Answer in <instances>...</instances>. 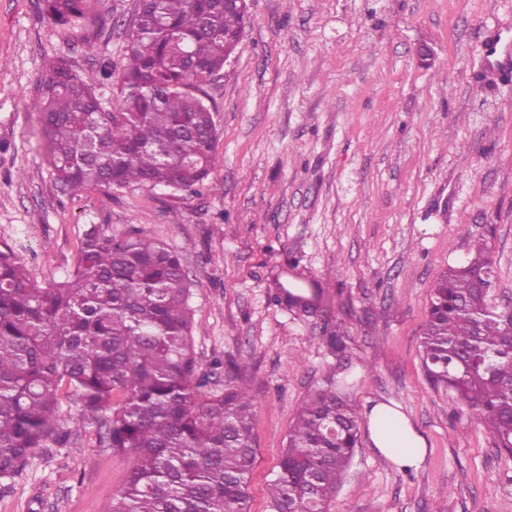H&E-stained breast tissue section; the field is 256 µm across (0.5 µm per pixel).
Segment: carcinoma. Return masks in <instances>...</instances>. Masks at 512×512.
Instances as JSON below:
<instances>
[{
	"instance_id": "obj_1",
	"label": "carcinoma",
	"mask_w": 512,
	"mask_h": 512,
	"mask_svg": "<svg viewBox=\"0 0 512 512\" xmlns=\"http://www.w3.org/2000/svg\"><path fill=\"white\" fill-rule=\"evenodd\" d=\"M47 19L74 30L91 0H43ZM248 11L224 0H146L114 75L82 78L46 63L38 107L59 190L145 184L188 190L209 175L218 137L206 87L243 37ZM113 89L107 108L103 89ZM487 247L434 284L420 357L512 452V307L488 303ZM191 281L164 242L92 224L74 271L38 286L0 248V487L37 448H79L76 426L133 458L105 512H250L256 457L252 397L204 391L193 349ZM360 416L343 393L309 396L268 487L267 512H328L358 443Z\"/></svg>"
}]
</instances>
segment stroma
<instances>
[{"label":"stroma","mask_w":512,"mask_h":512,"mask_svg":"<svg viewBox=\"0 0 512 512\" xmlns=\"http://www.w3.org/2000/svg\"><path fill=\"white\" fill-rule=\"evenodd\" d=\"M136 6L94 0L81 32L49 23L42 0H0V246L43 287L74 270L91 224L181 255L209 391L232 378L253 397L250 512H266L288 431L331 382L360 411L398 404L427 453L399 469L360 429L330 512H512V453L419 354L435 281L475 244L493 260L491 304L512 305V78H482L487 32L512 38V0H249L207 89L219 139L203 184L63 195L38 110L44 63L120 64ZM281 286L313 313L275 302ZM81 435L79 451L36 449L0 512H103L132 460Z\"/></svg>","instance_id":"stroma-1"}]
</instances>
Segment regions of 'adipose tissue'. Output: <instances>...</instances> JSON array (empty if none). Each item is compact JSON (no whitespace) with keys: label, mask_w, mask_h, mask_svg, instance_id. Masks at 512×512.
Here are the masks:
<instances>
[{"label":"adipose tissue","mask_w":512,"mask_h":512,"mask_svg":"<svg viewBox=\"0 0 512 512\" xmlns=\"http://www.w3.org/2000/svg\"><path fill=\"white\" fill-rule=\"evenodd\" d=\"M365 419L370 443L381 455L402 467H415L422 462L426 442L404 412L378 401L367 406Z\"/></svg>","instance_id":"obj_1"}]
</instances>
